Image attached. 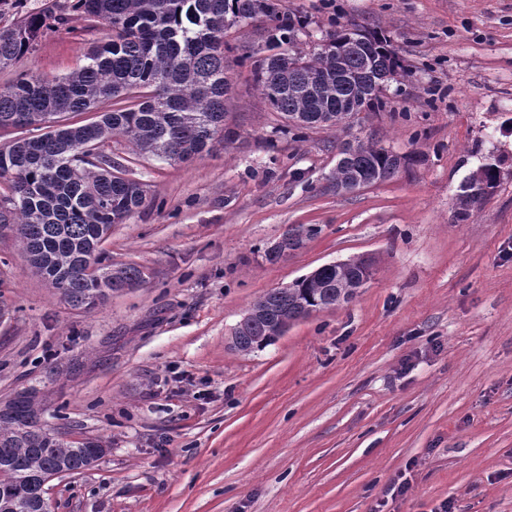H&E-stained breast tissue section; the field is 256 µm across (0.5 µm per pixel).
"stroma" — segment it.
<instances>
[{
    "label": "stroma",
    "instance_id": "35a3bbf8",
    "mask_svg": "<svg viewBox=\"0 0 512 512\" xmlns=\"http://www.w3.org/2000/svg\"><path fill=\"white\" fill-rule=\"evenodd\" d=\"M283 4L308 19L306 51L334 17L390 38L405 72L380 109L288 130L243 59L255 26L240 25L233 143L179 165L104 148L147 190L103 245L107 265L143 268L141 286L73 308L0 238V406L34 395L42 426L104 450L49 482L51 512H512V0ZM105 37L72 17L0 86L69 75ZM356 136L414 162L336 193ZM493 158V194L459 220L461 184ZM357 256L373 272L349 302L232 346L260 296Z\"/></svg>",
    "mask_w": 512,
    "mask_h": 512
}]
</instances>
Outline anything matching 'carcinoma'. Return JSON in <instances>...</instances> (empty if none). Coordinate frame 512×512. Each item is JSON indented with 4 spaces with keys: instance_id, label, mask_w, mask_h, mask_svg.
Returning a JSON list of instances; mask_svg holds the SVG:
<instances>
[{
    "instance_id": "carcinoma-1",
    "label": "carcinoma",
    "mask_w": 512,
    "mask_h": 512,
    "mask_svg": "<svg viewBox=\"0 0 512 512\" xmlns=\"http://www.w3.org/2000/svg\"><path fill=\"white\" fill-rule=\"evenodd\" d=\"M69 9L89 26L112 35L93 47L86 62L65 77L23 72L0 88V129L24 130L58 116L112 109L89 123H70L0 147V229L13 234L34 269L75 308L92 309L96 295L120 293L145 281L135 264H102L101 245L114 224L144 206V184L122 170L86 168L75 159L84 147L100 150L121 138L135 155L169 165L184 164L229 143L224 100L232 89L224 40L228 29L257 23L258 40L246 58L263 101L297 129L335 126L352 111L381 105L385 75L403 70L387 39L364 33L368 49L348 48L353 30H332L310 52L295 49L308 22L283 9L281 0H74ZM64 8H45L0 27V68L32 50L44 31L67 28ZM343 159L331 179L348 186L376 173L384 182L412 161L371 140L339 148ZM499 165L486 163L460 187L458 218L468 219L492 194ZM357 267L316 273L274 289L255 303L260 313L243 319L236 348L250 351L278 336L279 321L304 307L319 311L337 304ZM98 444L49 436L39 424L35 399L13 401L0 412V512L25 499L35 506L38 477L80 473L95 463Z\"/></svg>"
}]
</instances>
